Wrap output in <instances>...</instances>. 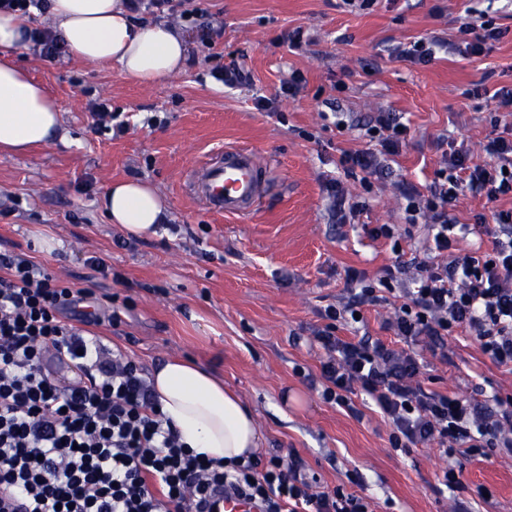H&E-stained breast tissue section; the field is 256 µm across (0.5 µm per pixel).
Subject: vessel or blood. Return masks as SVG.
Wrapping results in <instances>:
<instances>
[{
    "label": "vessel or blood",
    "mask_w": 512,
    "mask_h": 512,
    "mask_svg": "<svg viewBox=\"0 0 512 512\" xmlns=\"http://www.w3.org/2000/svg\"><path fill=\"white\" fill-rule=\"evenodd\" d=\"M265 173L253 150L231 147L209 158L192 174L189 190L211 212L240 217L250 213L263 197Z\"/></svg>",
    "instance_id": "obj_1"
}]
</instances>
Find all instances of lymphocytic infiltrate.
Listing matches in <instances>:
<instances>
[{
    "mask_svg": "<svg viewBox=\"0 0 512 512\" xmlns=\"http://www.w3.org/2000/svg\"><path fill=\"white\" fill-rule=\"evenodd\" d=\"M503 35L485 12L468 14L454 48L479 56ZM490 100L497 134L482 146L486 162L450 149L425 190L401 191L408 224L422 219L428 228L430 256L415 263L410 285L400 284L406 266L398 260L373 284L347 270L357 292L327 306L326 324L315 333L325 352L323 398L347 407L352 393L368 396L392 426L391 447L434 442L459 449L440 479L458 490L472 459L512 456V396L482 401L426 390L415 347L445 350L448 336L461 330L476 336L494 362L512 365V89L499 88ZM370 127L377 150L341 158L366 182L382 174L383 158L397 155L410 135L389 112ZM468 193L488 205L475 221L490 245L462 253L456 244L466 227L454 211ZM384 291L403 298L389 322L403 348L341 339L339 327ZM91 296L61 285L27 255H0V512H222L228 496L257 512H370L366 499L343 488L314 491L296 458L250 456L225 466L193 454L141 367L82 333L92 319L78 306ZM65 362L76 378L54 371Z\"/></svg>",
    "mask_w": 512,
    "mask_h": 512,
    "instance_id": "f902f5d3",
    "label": "lymphocytic infiltrate"
}]
</instances>
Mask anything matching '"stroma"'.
<instances>
[{
    "instance_id": "1",
    "label": "stroma",
    "mask_w": 512,
    "mask_h": 512,
    "mask_svg": "<svg viewBox=\"0 0 512 512\" xmlns=\"http://www.w3.org/2000/svg\"><path fill=\"white\" fill-rule=\"evenodd\" d=\"M339 3L205 0L221 31L211 43L185 30L179 15L164 16L182 29L188 57L179 73L150 85L114 62L18 51L60 104L68 140L0 156V254H26L73 288L112 296V307L98 309L95 331L144 372L172 356L216 371L253 411L260 456H298L318 490L343 486L373 512H450L454 493L436 478L449 464L439 448H392L387 422L362 393L351 396L359 419L323 400L313 331L325 324L321 311L344 293L347 268L373 280L394 263L390 241L371 231L408 227L396 181L430 183L452 142L484 160L492 104L471 89L480 81L492 90L512 88V15L495 13L506 34L490 53L466 59L442 51L423 66L395 58V47L451 31L467 7L484 10L488 0H377L353 13ZM298 27L312 38L303 54L282 41ZM233 59L247 80L227 89L210 72L215 62ZM295 70L306 78L296 98L278 99L272 112L253 109V96L276 97ZM98 97L128 121L127 132L96 131L90 102ZM380 110L401 117L411 132L390 174L367 190L339 160L367 148L362 127ZM341 118L353 129L338 127ZM231 146L252 148L267 168L261 204L242 217L214 214L186 190L197 162ZM332 178L367 197L357 223H332L325 190ZM122 179L147 181L165 197L169 213L157 235L127 240L107 223L103 196ZM411 230L401 241L407 262L426 255V229ZM91 256L122 282L94 272L86 263ZM113 307L120 315L115 326L107 321ZM392 310L389 301L363 305L361 323L338 334L396 344L383 327ZM421 357L428 390L512 394V368L497 365L474 337H449L447 360L427 351ZM353 470L354 483L347 477ZM464 480L488 491L473 498L474 512H512V457L473 459Z\"/></svg>"
}]
</instances>
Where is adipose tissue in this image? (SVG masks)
Here are the masks:
<instances>
[{
    "instance_id": "ef3b65f1",
    "label": "adipose tissue",
    "mask_w": 512,
    "mask_h": 512,
    "mask_svg": "<svg viewBox=\"0 0 512 512\" xmlns=\"http://www.w3.org/2000/svg\"><path fill=\"white\" fill-rule=\"evenodd\" d=\"M56 32L73 58L118 63L123 73L150 83L178 72L186 59L182 35L163 23H134L124 0H50ZM27 17L0 12V154L11 157L61 136V107L32 79L13 53L29 44ZM105 216L136 238L156 235L167 207L142 180L112 184ZM161 408L194 453L231 460L256 453L254 416L211 371L181 358L157 366L150 378Z\"/></svg>"
}]
</instances>
